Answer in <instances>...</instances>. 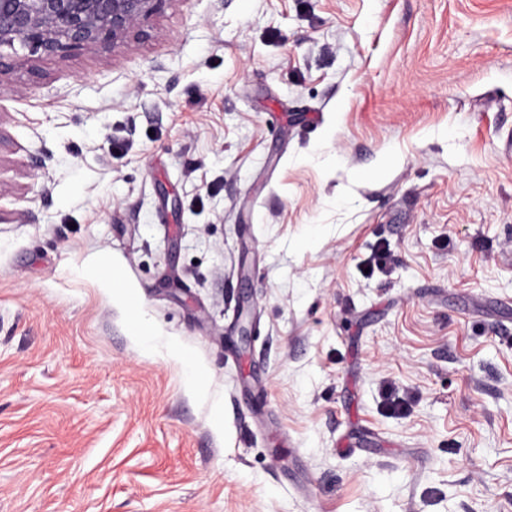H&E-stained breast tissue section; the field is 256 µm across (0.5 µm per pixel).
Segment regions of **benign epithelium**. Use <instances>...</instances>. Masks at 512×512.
<instances>
[{
    "instance_id": "7a95c632",
    "label": "benign epithelium",
    "mask_w": 512,
    "mask_h": 512,
    "mask_svg": "<svg viewBox=\"0 0 512 512\" xmlns=\"http://www.w3.org/2000/svg\"><path fill=\"white\" fill-rule=\"evenodd\" d=\"M164 0H0V79L32 57L72 50H130Z\"/></svg>"
}]
</instances>
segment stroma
<instances>
[{
  "mask_svg": "<svg viewBox=\"0 0 512 512\" xmlns=\"http://www.w3.org/2000/svg\"><path fill=\"white\" fill-rule=\"evenodd\" d=\"M0 512H512V0H167L0 86Z\"/></svg>",
  "mask_w": 512,
  "mask_h": 512,
  "instance_id": "1",
  "label": "stroma"
}]
</instances>
